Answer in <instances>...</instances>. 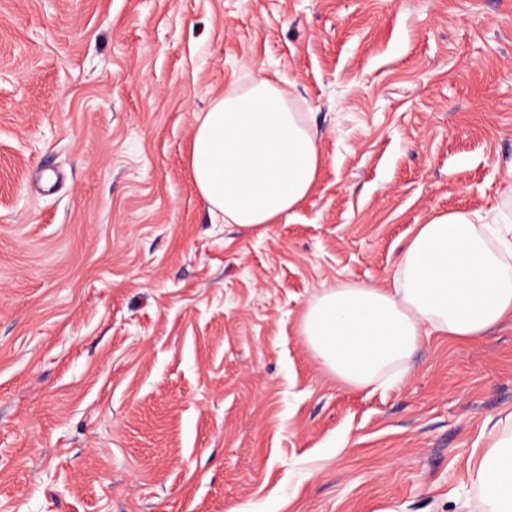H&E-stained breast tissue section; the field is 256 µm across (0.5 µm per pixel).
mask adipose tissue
<instances>
[{
    "label": "adipose tissue",
    "mask_w": 512,
    "mask_h": 512,
    "mask_svg": "<svg viewBox=\"0 0 512 512\" xmlns=\"http://www.w3.org/2000/svg\"><path fill=\"white\" fill-rule=\"evenodd\" d=\"M322 157L291 93L266 76L213 98L187 157L212 213L244 229L273 224L312 191ZM512 319V218L449 212L417 225L385 287L339 284L304 308L299 333L343 383L366 387L404 365L423 337L484 336ZM471 482L488 512H512V442L478 454Z\"/></svg>",
    "instance_id": "adipose-tissue-1"
}]
</instances>
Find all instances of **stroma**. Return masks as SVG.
Returning <instances> with one entry per match:
<instances>
[{
  "label": "stroma",
  "mask_w": 512,
  "mask_h": 512,
  "mask_svg": "<svg viewBox=\"0 0 512 512\" xmlns=\"http://www.w3.org/2000/svg\"><path fill=\"white\" fill-rule=\"evenodd\" d=\"M261 72L324 164L245 231L186 157ZM511 161L512 0H0V512H483L512 320L365 389L299 320Z\"/></svg>",
  "instance_id": "stroma-1"
}]
</instances>
